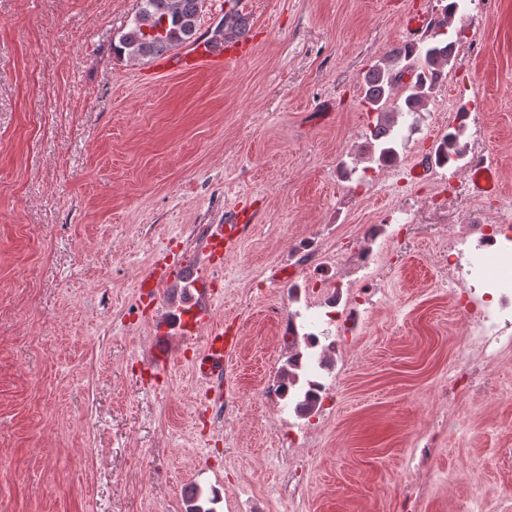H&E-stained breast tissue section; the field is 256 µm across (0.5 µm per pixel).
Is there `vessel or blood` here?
I'll return each mask as SVG.
<instances>
[{
	"label": "vessel or blood",
	"instance_id": "b4317fda",
	"mask_svg": "<svg viewBox=\"0 0 512 512\" xmlns=\"http://www.w3.org/2000/svg\"><path fill=\"white\" fill-rule=\"evenodd\" d=\"M248 39L236 35L224 39L217 46L197 45L187 52H173L162 56L160 63L170 71H187L200 68L215 70H231L236 68L245 58ZM471 188L476 195L485 196L497 193L498 181L496 171L490 166H480L469 174ZM243 231L239 224L217 225L210 236L209 245L214 249L231 250L237 244ZM173 283L190 284L196 292L209 293L211 282L204 274L191 267L187 260L180 259L168 264L165 268H150L141 281L146 293L151 294L153 302H160L161 290ZM177 324L182 334L191 336L201 326H208L209 334L204 349L199 353L194 370L201 379H210L216 372L222 371L225 360L237 346V339L225 335L223 326L214 324L210 314L205 310L190 306L180 310ZM168 320H161L153 341L152 355L154 364L164 367L170 362L168 349Z\"/></svg>",
	"mask_w": 512,
	"mask_h": 512
}]
</instances>
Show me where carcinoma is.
Segmentation results:
<instances>
[{"instance_id":"obj_1","label":"carcinoma","mask_w":512,"mask_h":512,"mask_svg":"<svg viewBox=\"0 0 512 512\" xmlns=\"http://www.w3.org/2000/svg\"><path fill=\"white\" fill-rule=\"evenodd\" d=\"M205 0H138L128 22V30L118 34L113 50L132 61L153 59L191 41ZM460 0H450L437 17L431 37L421 42L405 43L390 51L373 65L364 77V99L376 113L378 127L386 134L367 157L368 162L384 166L397 156L398 120L424 109L453 59L456 42L441 39L448 18L456 15ZM412 74L409 94L390 102L393 90Z\"/></svg>"}]
</instances>
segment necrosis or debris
Returning <instances> with one entry per match:
<instances>
[{
    "label": "necrosis or debris",
    "mask_w": 512,
    "mask_h": 512,
    "mask_svg": "<svg viewBox=\"0 0 512 512\" xmlns=\"http://www.w3.org/2000/svg\"><path fill=\"white\" fill-rule=\"evenodd\" d=\"M382 232L381 225L366 224L362 236L341 243L308 233L296 238L288 258L295 271L294 290L308 288L310 282L337 286L341 270H348L351 290L341 313L346 334L360 333L365 312L386 299L384 283L407 255L406 240L394 238L389 253L372 250L370 240ZM492 254L500 268L498 278L488 280L473 269L472 259ZM431 265L448 297L467 320L466 340L475 345L480 361L494 370L502 356L512 352V226L508 224H466L461 231L437 240Z\"/></svg>",
    "instance_id": "necrosis-or-debris-1"
}]
</instances>
